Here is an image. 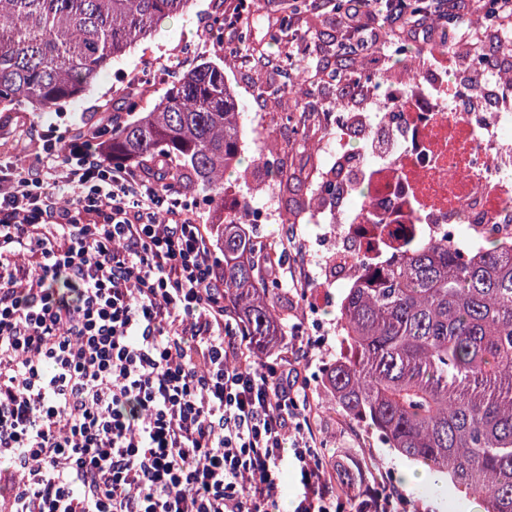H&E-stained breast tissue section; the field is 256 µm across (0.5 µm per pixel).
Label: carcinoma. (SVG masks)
<instances>
[{"label": "carcinoma", "mask_w": 512, "mask_h": 512, "mask_svg": "<svg viewBox=\"0 0 512 512\" xmlns=\"http://www.w3.org/2000/svg\"><path fill=\"white\" fill-rule=\"evenodd\" d=\"M191 0H0V112L80 100L132 45ZM112 162L150 163L209 198L224 305L264 352L280 297L259 278L258 243L224 214V174L246 161L244 112L220 64L173 81L149 111L102 126ZM346 350L325 371L331 403L389 447L441 473L481 512H512V250L466 262L431 240L355 282L340 306Z\"/></svg>", "instance_id": "1"}]
</instances>
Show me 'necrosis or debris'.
<instances>
[{"label": "necrosis or debris", "mask_w": 512, "mask_h": 512, "mask_svg": "<svg viewBox=\"0 0 512 512\" xmlns=\"http://www.w3.org/2000/svg\"><path fill=\"white\" fill-rule=\"evenodd\" d=\"M421 84L438 87L439 97L415 96ZM463 93L449 76L419 67L410 78L385 82L371 115L377 129L394 137L385 161L347 150V113L338 107L327 113L334 134L319 145V156L334 153L347 167L365 171L359 191L341 192L331 177L315 189L318 198L338 199L340 278L386 268L426 240L447 241L449 252L462 259L491 238L512 246V113L463 110Z\"/></svg>", "instance_id": "4bbe7bcc"}]
</instances>
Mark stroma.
I'll use <instances>...</instances> for the list:
<instances>
[{
    "label": "stroma",
    "mask_w": 512,
    "mask_h": 512,
    "mask_svg": "<svg viewBox=\"0 0 512 512\" xmlns=\"http://www.w3.org/2000/svg\"><path fill=\"white\" fill-rule=\"evenodd\" d=\"M289 0H195L184 14L167 19L150 39L136 45L125 57L96 81L78 102L47 112L20 109L0 112V170L18 169L48 178L51 165L44 151L46 143L64 147L107 119L109 114L129 118L132 112L151 109L163 93L165 83L154 81L155 73L176 80L183 73L212 58L216 43L210 22L222 18L231 5L243 6L251 30L249 42L238 33L224 35V76L234 86L237 99L248 113H257L261 131L275 130L281 141L280 153L270 155L259 147L254 134H247L244 155L255 160L251 182L231 175L225 182L230 191L252 202H271L282 214L296 210L297 233L287 238L278 223L253 224L251 234L268 250L278 254L279 263H261L259 277L267 287H282L281 324L283 330L301 328L304 335L324 336L325 347L313 350L300 365V378L307 386L311 427L322 443L321 455L333 473L352 472L358 494L379 493L395 486L404 488L408 500L403 512H463L465 497L451 483L434 484L429 478L404 487L405 458L388 448L377 432L368 429L329 404L324 396L322 376L327 365L342 351L339 309L346 282L325 287L323 268L317 252L334 253L336 242L325 237L330 214H314L298 204L311 196L322 167L308 155L305 134H327L324 114L336 100V60L316 54L314 48L338 34L333 8L313 7L299 0L300 11L291 27L278 41L264 45L268 20L289 14ZM263 45L267 63H260L255 45ZM301 63L319 90L313 108L298 113L295 124L284 115L294 105L286 87V68ZM288 173L290 187H269L272 174Z\"/></svg>",
    "instance_id": "stroma-1"
}]
</instances>
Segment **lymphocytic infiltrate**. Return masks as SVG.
Segmentation results:
<instances>
[{
    "label": "lymphocytic infiltrate",
    "mask_w": 512,
    "mask_h": 512,
    "mask_svg": "<svg viewBox=\"0 0 512 512\" xmlns=\"http://www.w3.org/2000/svg\"><path fill=\"white\" fill-rule=\"evenodd\" d=\"M342 28L423 43L421 63L464 83L490 80L474 54L512 33L466 23L486 0H349ZM368 91L353 88L350 130L385 157ZM63 183L0 173V512H279L292 456L295 512H338L299 364L324 338L292 335L259 361L224 307L207 225L178 191L115 164L92 137L71 140ZM282 496L280 499V510L281 505L288 501L289 511L293 512L298 502V498L301 493V486L299 484V476L292 464V456H285L282 467Z\"/></svg>",
    "instance_id": "1"
}]
</instances>
